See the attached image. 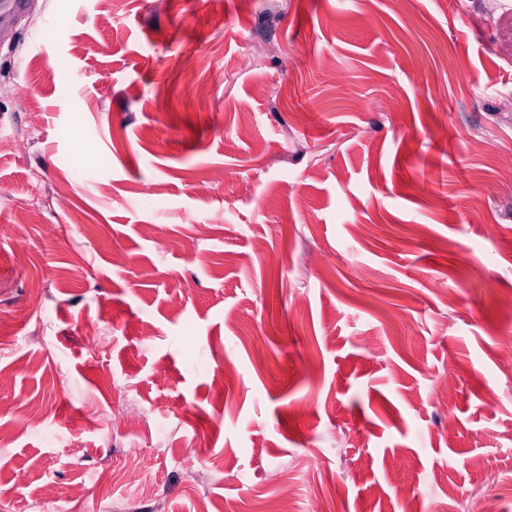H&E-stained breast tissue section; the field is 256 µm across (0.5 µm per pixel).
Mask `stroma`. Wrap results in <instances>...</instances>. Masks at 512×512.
Listing matches in <instances>:
<instances>
[{"label":"stroma","instance_id":"35a3bbf8","mask_svg":"<svg viewBox=\"0 0 512 512\" xmlns=\"http://www.w3.org/2000/svg\"><path fill=\"white\" fill-rule=\"evenodd\" d=\"M510 155L512 0H30L0 512H512Z\"/></svg>","mask_w":512,"mask_h":512}]
</instances>
